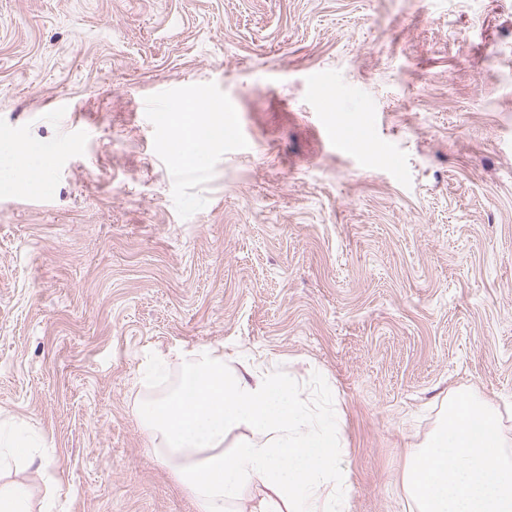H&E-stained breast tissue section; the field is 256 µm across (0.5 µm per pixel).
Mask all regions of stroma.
<instances>
[{
	"label": "stroma",
	"instance_id": "35a3bbf8",
	"mask_svg": "<svg viewBox=\"0 0 512 512\" xmlns=\"http://www.w3.org/2000/svg\"><path fill=\"white\" fill-rule=\"evenodd\" d=\"M214 98L240 138L181 165L170 123ZM16 139L52 159L0 180V422L38 442L0 485L33 512H195L136 414L152 351L333 403L350 512H408L451 392L512 440V0H0Z\"/></svg>",
	"mask_w": 512,
	"mask_h": 512
}]
</instances>
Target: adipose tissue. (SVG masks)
Wrapping results in <instances>:
<instances>
[{
	"label": "adipose tissue",
	"mask_w": 512,
	"mask_h": 512,
	"mask_svg": "<svg viewBox=\"0 0 512 512\" xmlns=\"http://www.w3.org/2000/svg\"><path fill=\"white\" fill-rule=\"evenodd\" d=\"M172 133L186 146L183 159L194 162L223 140L224 116L191 114L177 120ZM7 153L1 179L29 190L42 184L48 163L35 144L15 141ZM138 413L196 512H233L253 487L263 491L254 512H347L339 426L303 406L285 377L248 362L233 366L222 350L202 345L181 356L175 386L144 400ZM243 427L252 439L233 440Z\"/></svg>",
	"instance_id": "obj_1"
}]
</instances>
